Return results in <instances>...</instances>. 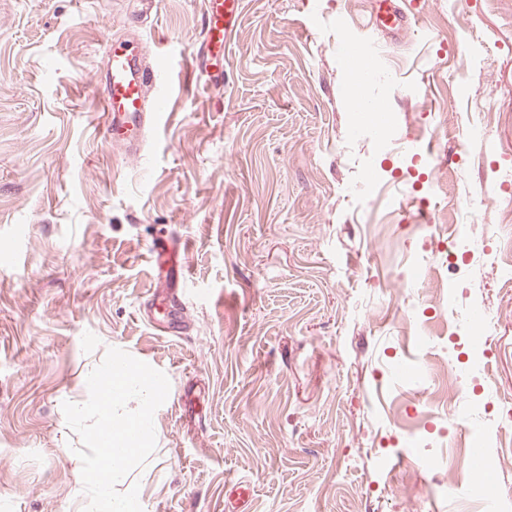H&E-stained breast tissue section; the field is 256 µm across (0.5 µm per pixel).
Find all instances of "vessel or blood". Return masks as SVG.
<instances>
[{"label": "vessel or blood", "mask_w": 512, "mask_h": 512, "mask_svg": "<svg viewBox=\"0 0 512 512\" xmlns=\"http://www.w3.org/2000/svg\"><path fill=\"white\" fill-rule=\"evenodd\" d=\"M243 7L244 0H205V25L193 73L195 87L223 80L224 51L234 37ZM412 20V11L399 6L397 0H378L370 24L398 32L407 29ZM100 82L104 138L123 146L126 153H138L148 131L155 128L159 104L169 91L150 65L146 43L140 39H109ZM147 253L155 283L142 305L143 317L147 323L161 325L168 335H184L187 323L182 311V285L189 268V249L183 240L158 236L149 242Z\"/></svg>", "instance_id": "b4317fda"}]
</instances>
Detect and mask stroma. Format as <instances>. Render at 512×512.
Masks as SVG:
<instances>
[{"label": "stroma", "instance_id": "obj_1", "mask_svg": "<svg viewBox=\"0 0 512 512\" xmlns=\"http://www.w3.org/2000/svg\"><path fill=\"white\" fill-rule=\"evenodd\" d=\"M244 2L227 77L173 86L130 156L97 129L103 46L166 40L183 54L153 67L188 70L204 0L145 24L135 0H0V512H79L62 404L114 346L171 384L131 472L146 512H225L237 479L249 512H485L424 465L477 446L512 493V0H412L399 34L368 27L373 0ZM352 44L384 74L386 141L347 95ZM469 203L449 331L400 354L398 274ZM166 232L190 246L181 338L138 311Z\"/></svg>", "mask_w": 512, "mask_h": 512}]
</instances>
